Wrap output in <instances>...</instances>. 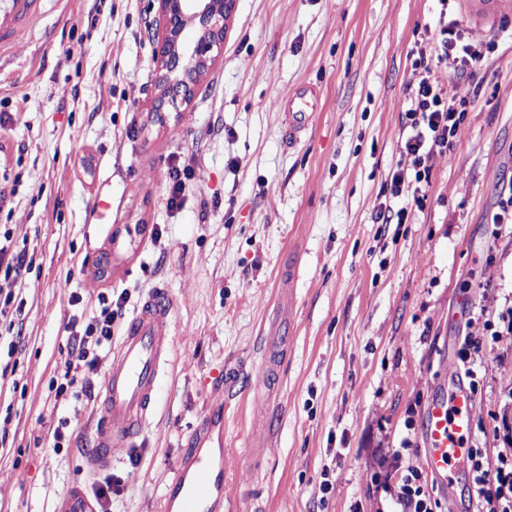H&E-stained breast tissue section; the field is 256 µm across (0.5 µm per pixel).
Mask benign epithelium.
Returning <instances> with one entry per match:
<instances>
[{
    "mask_svg": "<svg viewBox=\"0 0 512 512\" xmlns=\"http://www.w3.org/2000/svg\"><path fill=\"white\" fill-rule=\"evenodd\" d=\"M161 32L153 49L156 97L152 107L157 120L189 104L201 79L224 49V33L236 0H197L194 10L185 0H154ZM191 29L196 39L184 45V32Z\"/></svg>",
    "mask_w": 512,
    "mask_h": 512,
    "instance_id": "1",
    "label": "benign epithelium"
}]
</instances>
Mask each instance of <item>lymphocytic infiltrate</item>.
<instances>
[{"label": "lymphocytic infiltrate", "instance_id": "f902f5d3", "mask_svg": "<svg viewBox=\"0 0 512 512\" xmlns=\"http://www.w3.org/2000/svg\"><path fill=\"white\" fill-rule=\"evenodd\" d=\"M440 4L438 30H425L423 42L412 49V67L420 79L410 94V106L403 112L402 127L406 134L405 150L413 158L414 172L395 171L390 181L392 196L405 198L406 207H381L377 221L381 224H403L408 218V204L422 205V188L430 180V160L454 150L473 103L471 81L482 66L486 54L481 44L464 42L448 0ZM455 57L459 68L453 78L454 93L445 92L433 77L438 63ZM35 260L26 246L20 245L7 224L0 225V278L21 281L31 273ZM127 293L104 295L99 307L88 318L83 331L71 336V360L50 387L57 394H70L74 399L89 396L90 387L78 383L75 373L94 371L110 350L114 326L126 309ZM468 465L479 497L487 504V512H512V455L500 457L495 469H485L481 449H470ZM401 486L396 501L399 512H438L439 502L429 492L421 472L409 469L400 476Z\"/></svg>", "mask_w": 512, "mask_h": 512}]
</instances>
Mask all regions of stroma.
I'll use <instances>...</instances> for the list:
<instances>
[{"label":"stroma","mask_w":512,"mask_h":512,"mask_svg":"<svg viewBox=\"0 0 512 512\" xmlns=\"http://www.w3.org/2000/svg\"><path fill=\"white\" fill-rule=\"evenodd\" d=\"M455 13L470 41L493 44L461 139L432 159L422 208L380 224L383 205L403 204L386 186L411 166L410 51L437 27V0H237L222 56L162 126L151 0H48L0 56V177L15 189L0 224L36 261L23 282L0 279L24 300L26 333L17 382L0 383V512H51L87 481L109 362L88 399L49 381L102 294L130 297L120 332L159 284L174 346L152 419L112 464V512H159L192 430L218 408L222 512H393L401 474L427 469L428 403L458 380L475 399L471 447L489 467L512 454V332L489 330L512 308V226L490 221L512 194V8L486 18L456 0ZM302 85L319 103L291 145L275 102ZM175 158L193 178L172 211ZM274 330L285 342L266 372ZM64 420L72 438L57 451Z\"/></svg>","instance_id":"35a3bbf8"}]
</instances>
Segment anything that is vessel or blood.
I'll return each instance as SVG.
<instances>
[{"mask_svg": "<svg viewBox=\"0 0 512 512\" xmlns=\"http://www.w3.org/2000/svg\"><path fill=\"white\" fill-rule=\"evenodd\" d=\"M42 0H0V53L24 26L39 17ZM318 92L311 87L282 96L289 144L306 140L316 112ZM171 305L166 289H155L138 307L114 343L112 363L100 390L101 416L95 449L85 457L90 474L111 470L119 450L133 445L153 414L169 354L174 345ZM474 415L473 395L464 385L436 394L424 419V456L433 479L447 486L463 471ZM193 454L181 463L167 487L161 512H221L224 505V414L211 413L191 434ZM52 512H96L82 484L58 495Z\"/></svg>", "mask_w": 512, "mask_h": 512, "instance_id": "b4317fda", "label": "vessel or blood"}]
</instances>
